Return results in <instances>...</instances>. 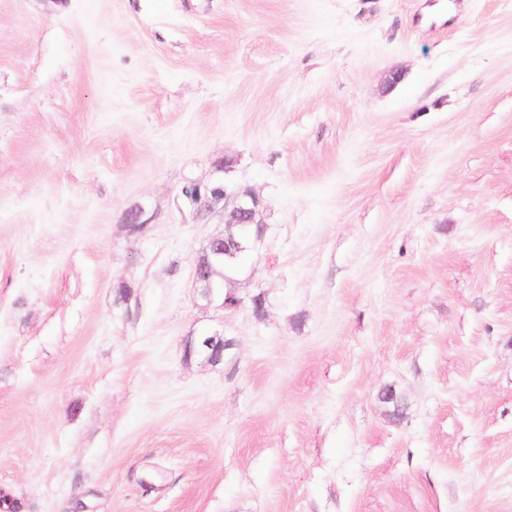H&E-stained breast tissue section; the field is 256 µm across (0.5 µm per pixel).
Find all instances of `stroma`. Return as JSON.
Masks as SVG:
<instances>
[{"instance_id": "obj_1", "label": "stroma", "mask_w": 512, "mask_h": 512, "mask_svg": "<svg viewBox=\"0 0 512 512\" xmlns=\"http://www.w3.org/2000/svg\"><path fill=\"white\" fill-rule=\"evenodd\" d=\"M0 512H512V0H0ZM192 204L197 207L199 213L222 212L224 226L227 227L237 224H265L261 218L260 200L254 191L247 187L235 190H228L226 186L212 188L205 196L193 200ZM255 234L256 228L250 227L247 230L236 232L232 237H226L224 239L223 233L209 240L208 245L213 247L224 239V242L219 243L216 247L217 251L222 254L214 256V259L220 266V270H222L224 274V278L218 279L221 283L220 288H213L215 295L220 298V300L235 295L230 288H226V284L231 287L233 276L239 270L242 261L252 248Z\"/></svg>"}]
</instances>
